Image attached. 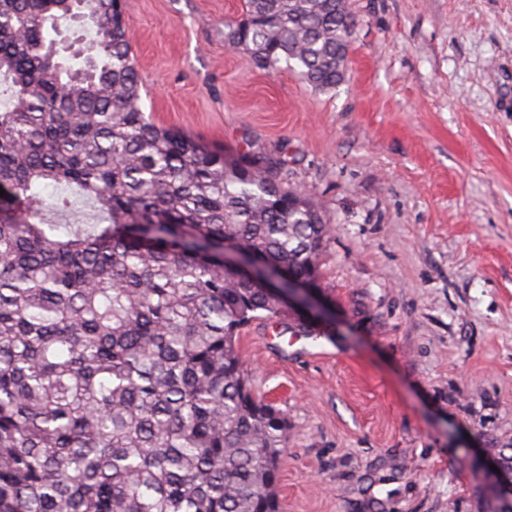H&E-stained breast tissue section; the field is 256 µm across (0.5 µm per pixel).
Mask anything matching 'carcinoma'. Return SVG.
<instances>
[{"label": "carcinoma", "mask_w": 512, "mask_h": 512, "mask_svg": "<svg viewBox=\"0 0 512 512\" xmlns=\"http://www.w3.org/2000/svg\"><path fill=\"white\" fill-rule=\"evenodd\" d=\"M71 7L0 0V512H279L288 419L238 332L284 313L288 278L320 288L328 226L285 161L146 117L124 0ZM76 16L84 65L50 53ZM356 29L349 0H246L224 42L330 91ZM48 186L98 223L41 217Z\"/></svg>", "instance_id": "cac0c4a2"}]
</instances>
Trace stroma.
Here are the masks:
<instances>
[{
  "label": "stroma",
  "mask_w": 512,
  "mask_h": 512,
  "mask_svg": "<svg viewBox=\"0 0 512 512\" xmlns=\"http://www.w3.org/2000/svg\"><path fill=\"white\" fill-rule=\"evenodd\" d=\"M244 0H128L158 125L286 160L331 231V320L238 347L283 410L280 512H500L512 479V0H350L345 81L224 42Z\"/></svg>",
  "instance_id": "1"
}]
</instances>
